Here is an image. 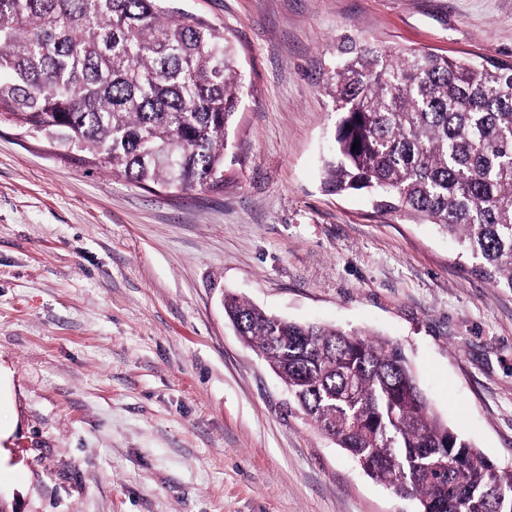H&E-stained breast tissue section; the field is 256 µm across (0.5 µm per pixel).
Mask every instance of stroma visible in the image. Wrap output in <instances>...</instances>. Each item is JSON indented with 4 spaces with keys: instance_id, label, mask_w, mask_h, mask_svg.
<instances>
[{
    "instance_id": "1",
    "label": "stroma",
    "mask_w": 512,
    "mask_h": 512,
    "mask_svg": "<svg viewBox=\"0 0 512 512\" xmlns=\"http://www.w3.org/2000/svg\"><path fill=\"white\" fill-rule=\"evenodd\" d=\"M248 79L223 191H147L0 125L8 512H416L294 410L233 293L390 339L433 410L512 469V290L429 224L323 188L344 36L512 63V0H174Z\"/></svg>"
}]
</instances>
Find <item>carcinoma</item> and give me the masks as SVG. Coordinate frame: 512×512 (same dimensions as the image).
I'll use <instances>...</instances> for the list:
<instances>
[{
  "label": "carcinoma",
  "mask_w": 512,
  "mask_h": 512,
  "mask_svg": "<svg viewBox=\"0 0 512 512\" xmlns=\"http://www.w3.org/2000/svg\"><path fill=\"white\" fill-rule=\"evenodd\" d=\"M167 2L0 0V120L139 188L224 187L245 75L224 31ZM326 91L325 191L437 226L512 290V63L345 37ZM224 313L296 409L418 512H512V470L438 418L397 344L235 295Z\"/></svg>",
  "instance_id": "cac0c4a2"
}]
</instances>
